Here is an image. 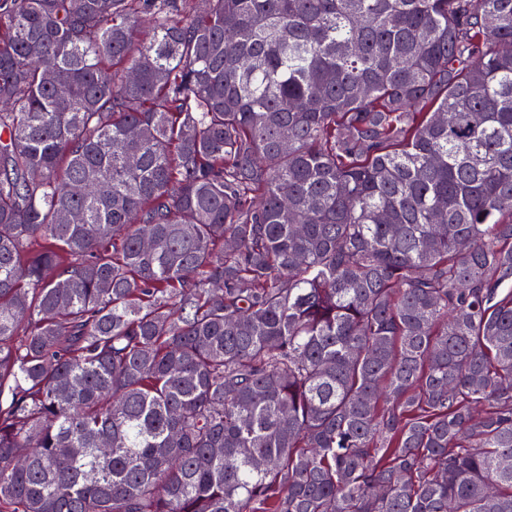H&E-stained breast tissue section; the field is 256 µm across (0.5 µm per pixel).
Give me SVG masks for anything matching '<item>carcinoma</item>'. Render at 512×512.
Returning a JSON list of instances; mask_svg holds the SVG:
<instances>
[{
  "instance_id": "1",
  "label": "carcinoma",
  "mask_w": 512,
  "mask_h": 512,
  "mask_svg": "<svg viewBox=\"0 0 512 512\" xmlns=\"http://www.w3.org/2000/svg\"><path fill=\"white\" fill-rule=\"evenodd\" d=\"M506 459L512 0H0V512H512Z\"/></svg>"
}]
</instances>
